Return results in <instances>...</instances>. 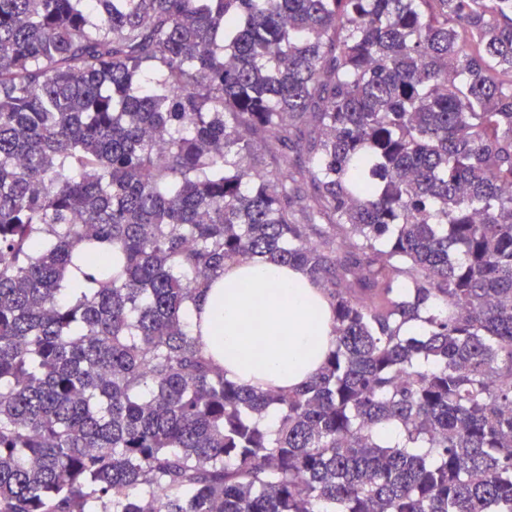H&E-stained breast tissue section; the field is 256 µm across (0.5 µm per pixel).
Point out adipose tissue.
Wrapping results in <instances>:
<instances>
[{
	"mask_svg": "<svg viewBox=\"0 0 512 512\" xmlns=\"http://www.w3.org/2000/svg\"><path fill=\"white\" fill-rule=\"evenodd\" d=\"M190 316L193 333L227 376L250 387L304 385L335 343L323 291L298 268L270 260L226 267Z\"/></svg>",
	"mask_w": 512,
	"mask_h": 512,
	"instance_id": "1",
	"label": "adipose tissue"
}]
</instances>
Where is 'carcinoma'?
I'll list each match as a JSON object with an SVG mask.
<instances>
[{"mask_svg":"<svg viewBox=\"0 0 512 512\" xmlns=\"http://www.w3.org/2000/svg\"><path fill=\"white\" fill-rule=\"evenodd\" d=\"M258 256L334 309L295 390L190 330ZM159 491L512 512V0H0V512Z\"/></svg>","mask_w":512,"mask_h":512,"instance_id":"carcinoma-1","label":"carcinoma"}]
</instances>
